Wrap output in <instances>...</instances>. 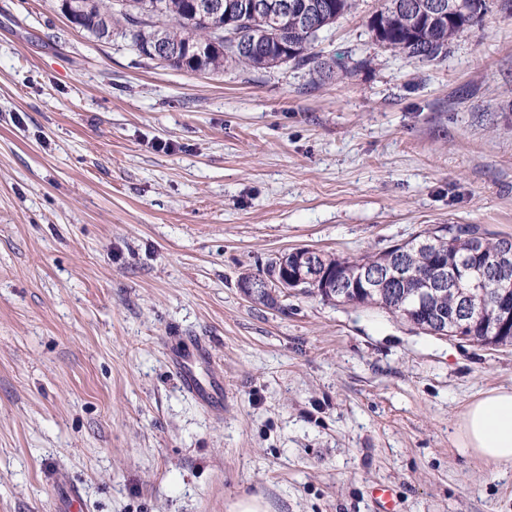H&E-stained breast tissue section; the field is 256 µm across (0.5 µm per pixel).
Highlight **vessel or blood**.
I'll return each mask as SVG.
<instances>
[{"label":"vessel or blood","instance_id":"vessel-or-blood-1","mask_svg":"<svg viewBox=\"0 0 512 512\" xmlns=\"http://www.w3.org/2000/svg\"><path fill=\"white\" fill-rule=\"evenodd\" d=\"M211 353L200 341L191 347L173 349L170 353L172 370L181 387L208 411L222 413L224 410V380L219 376L201 379L197 373L198 366L210 363Z\"/></svg>","mask_w":512,"mask_h":512}]
</instances>
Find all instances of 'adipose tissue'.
<instances>
[{
    "label": "adipose tissue",
    "instance_id": "adipose-tissue-1",
    "mask_svg": "<svg viewBox=\"0 0 512 512\" xmlns=\"http://www.w3.org/2000/svg\"><path fill=\"white\" fill-rule=\"evenodd\" d=\"M456 444L463 455L489 468H512V389H491L467 403L457 422Z\"/></svg>",
    "mask_w": 512,
    "mask_h": 512
}]
</instances>
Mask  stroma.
I'll use <instances>...</instances> for the list:
<instances>
[{
	"label": "stroma",
	"instance_id": "stroma-1",
	"mask_svg": "<svg viewBox=\"0 0 512 512\" xmlns=\"http://www.w3.org/2000/svg\"><path fill=\"white\" fill-rule=\"evenodd\" d=\"M445 60L381 48L379 0L323 32L329 72L218 73L98 40L59 0H0V512H512V470L455 448L463 407L512 387L477 347L240 278L427 227L512 235V16ZM198 336L224 413L168 348ZM208 347L196 340L187 349L176 348L170 352V364L181 387L208 411L220 414L224 411V380L212 375L202 380L197 367L210 363Z\"/></svg>",
	"mask_w": 512,
	"mask_h": 512
}]
</instances>
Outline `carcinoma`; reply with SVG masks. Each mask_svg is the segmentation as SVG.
Here are the masks:
<instances>
[{"mask_svg":"<svg viewBox=\"0 0 512 512\" xmlns=\"http://www.w3.org/2000/svg\"><path fill=\"white\" fill-rule=\"evenodd\" d=\"M246 0H224V11L213 18L194 12L193 0H61L63 14L73 12L74 24L97 39H109L120 31L141 57L155 60L149 52L154 40L163 38L185 46L178 56L158 60L164 66L199 73L224 69L231 60L247 70H262L284 63L322 67L314 52L319 32L332 26L355 8V0H292L296 11L313 10V26L296 23L274 27L242 9ZM424 0H381L369 27L378 45L418 62L442 61L449 46L465 34L486 10L485 0H463L465 10L450 12L434 21L412 26L404 5L421 6ZM287 46L277 51L279 44ZM508 242L478 224H450L429 228L415 238L392 245L373 255L339 258L321 254L319 264L335 281L350 280L360 266L378 267L390 262L392 287L381 291L346 284V294L334 288L309 284L300 292L324 301H343L378 308L421 330L439 319L448 331L476 346L512 344V325L502 324L512 312V266L497 274L498 287L484 289L472 298L471 317L455 319L457 289L445 288L420 300L424 279L438 264L457 271L458 289L468 288L475 271L490 268L499 248ZM502 327H497V324Z\"/></svg>","mask_w":512,"mask_h":512,"instance_id":"1","label":"carcinoma"}]
</instances>
